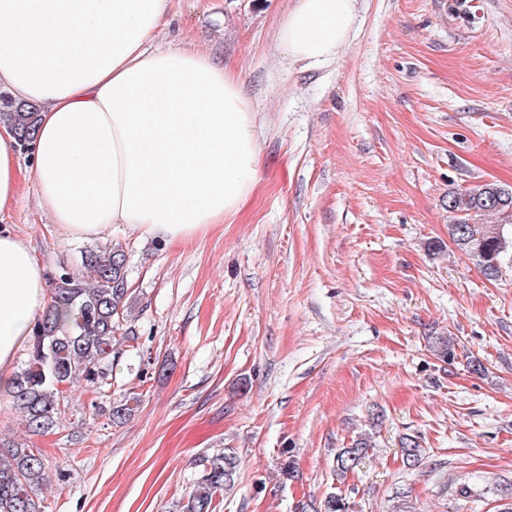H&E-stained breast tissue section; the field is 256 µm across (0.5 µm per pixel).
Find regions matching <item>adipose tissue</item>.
Returning a JSON list of instances; mask_svg holds the SVG:
<instances>
[{
	"mask_svg": "<svg viewBox=\"0 0 512 512\" xmlns=\"http://www.w3.org/2000/svg\"><path fill=\"white\" fill-rule=\"evenodd\" d=\"M356 0H295L288 58L326 62L347 44ZM169 0H0V87L38 116L29 160L0 122V219L31 175L68 237L112 225L172 244L237 216L258 184L259 145L241 83L211 54L157 46ZM49 301L45 267L0 229V384Z\"/></svg>",
	"mask_w": 512,
	"mask_h": 512,
	"instance_id": "ef3b65f1",
	"label": "adipose tissue"
}]
</instances>
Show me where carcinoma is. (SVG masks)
Wrapping results in <instances>:
<instances>
[{
  "label": "carcinoma",
  "instance_id": "cac0c4a2",
  "mask_svg": "<svg viewBox=\"0 0 512 512\" xmlns=\"http://www.w3.org/2000/svg\"><path fill=\"white\" fill-rule=\"evenodd\" d=\"M0 120L15 130L21 144L33 137L37 112L0 95ZM453 215L449 235L455 246L475 260L483 277L496 280L504 259L512 255V186L486 184L448 195ZM495 224H483L485 216ZM81 265L93 280L86 282L64 270L52 281L50 300L33 325L25 368L15 373L5 393L23 417L29 432L45 435L61 420L68 387L84 381L95 391L112 387V362L122 355V344L136 340L126 326L130 317L127 253L119 242L81 252ZM132 396L107 413L112 424L127 421L138 406ZM372 447L371 436L359 435L336 454V475L354 471ZM402 463L411 469L422 460L423 448L415 436L400 441ZM201 475L181 505V512H217V498L234 487L239 460L222 451L199 460ZM46 481L42 451L11 443L0 452V512H43L38 491Z\"/></svg>",
  "mask_w": 512,
  "mask_h": 512
}]
</instances>
